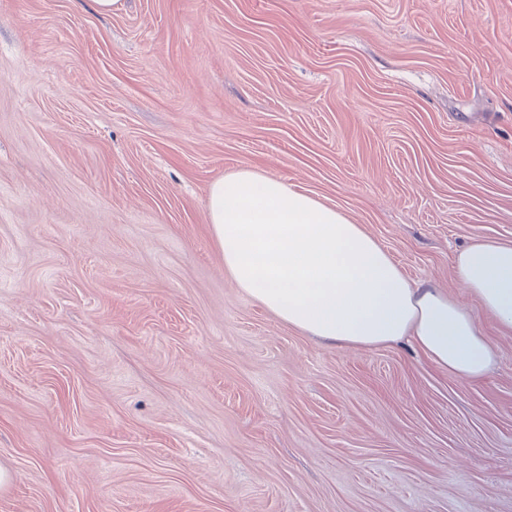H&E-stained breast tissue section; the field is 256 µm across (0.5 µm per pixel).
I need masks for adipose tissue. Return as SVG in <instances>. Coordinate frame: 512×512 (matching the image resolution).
Segmentation results:
<instances>
[{"label":"adipose tissue","instance_id":"ef3b65f1","mask_svg":"<svg viewBox=\"0 0 512 512\" xmlns=\"http://www.w3.org/2000/svg\"><path fill=\"white\" fill-rule=\"evenodd\" d=\"M207 222L237 288L308 336L354 350L408 341L456 377L482 379L497 349L479 323L512 334V243L478 240L453 262L466 306L410 280L362 225L246 167L209 186Z\"/></svg>","mask_w":512,"mask_h":512}]
</instances>
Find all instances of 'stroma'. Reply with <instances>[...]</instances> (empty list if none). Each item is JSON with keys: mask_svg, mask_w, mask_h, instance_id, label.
<instances>
[{"mask_svg": "<svg viewBox=\"0 0 512 512\" xmlns=\"http://www.w3.org/2000/svg\"><path fill=\"white\" fill-rule=\"evenodd\" d=\"M257 169L462 303L512 243V0H0V512H512V335L465 381L237 288Z\"/></svg>", "mask_w": 512, "mask_h": 512, "instance_id": "35a3bbf8", "label": "stroma"}]
</instances>
